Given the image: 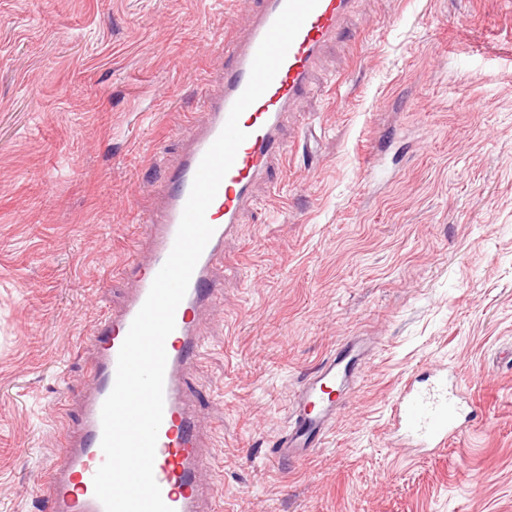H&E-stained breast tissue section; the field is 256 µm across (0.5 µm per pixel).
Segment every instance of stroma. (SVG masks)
I'll return each instance as SVG.
<instances>
[{"label":"stroma","instance_id":"1","mask_svg":"<svg viewBox=\"0 0 512 512\" xmlns=\"http://www.w3.org/2000/svg\"><path fill=\"white\" fill-rule=\"evenodd\" d=\"M245 0H0V512L35 490L91 387L81 348L131 285L178 132L203 121ZM292 150L213 271L185 374L224 512H512V0H356L283 119ZM373 360L309 460L279 464L300 378ZM453 373L482 419L436 452L390 425Z\"/></svg>","mask_w":512,"mask_h":512}]
</instances>
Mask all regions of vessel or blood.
<instances>
[{
  "label": "vessel or blood",
  "mask_w": 512,
  "mask_h": 512,
  "mask_svg": "<svg viewBox=\"0 0 512 512\" xmlns=\"http://www.w3.org/2000/svg\"><path fill=\"white\" fill-rule=\"evenodd\" d=\"M355 2L319 0L272 84L239 119L248 137L207 210L206 219L214 233L176 310V328L165 343L164 412L153 471L164 502L174 512H220L222 508L218 492H204L200 484L202 474L211 468L212 456L204 449L198 414L183 394L184 374L204 345L200 316L220 293L211 271L224 257L225 240L239 231L253 183L267 174L274 159L287 153L281 136L283 118L309 87L317 59L352 13ZM284 5L285 0H251L243 36L225 38L213 46L223 66L215 89L204 99L206 118L182 129L183 154L177 164L165 168L162 203L143 220L133 254L122 268L134 288L124 306L99 319L83 339L92 355V388L81 404L79 421L63 428L65 448L49 464L37 489L45 512H104L94 494L93 477L104 461L101 408L114 386L120 347L173 247L197 168L245 89L257 48ZM369 360L368 348L349 337L304 376L289 402L287 426L273 443V458L303 461L324 444L336 421L340 398L348 394ZM392 410L409 442L434 449L458 438L460 416L475 412L473 405L460 402L456 383L443 377L424 387L404 384Z\"/></svg>",
  "instance_id": "vessel-or-blood-1"
}]
</instances>
